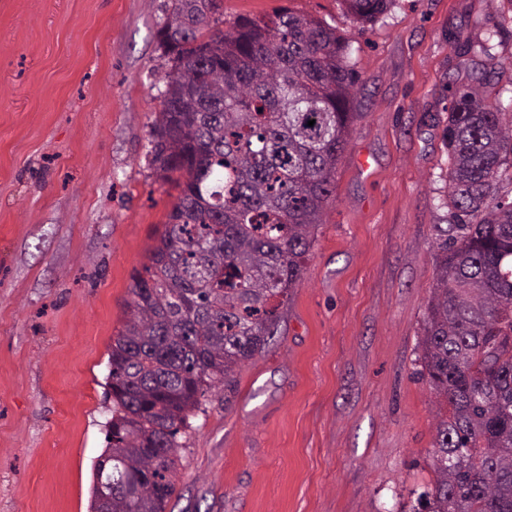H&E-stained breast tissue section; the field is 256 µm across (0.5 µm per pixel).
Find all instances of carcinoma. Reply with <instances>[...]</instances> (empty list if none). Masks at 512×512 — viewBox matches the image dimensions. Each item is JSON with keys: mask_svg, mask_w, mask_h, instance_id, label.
Here are the masks:
<instances>
[{"mask_svg": "<svg viewBox=\"0 0 512 512\" xmlns=\"http://www.w3.org/2000/svg\"><path fill=\"white\" fill-rule=\"evenodd\" d=\"M360 24L392 0H342ZM221 0H173L160 35L173 69L153 122L157 175L179 189L130 317L112 340L107 512H166L187 419L277 332L324 223L359 74L336 29L283 10L229 29ZM496 26L455 45L444 131L450 224L418 358L439 405L426 512H512V113L494 92ZM313 120L315 124L307 125Z\"/></svg>", "mask_w": 512, "mask_h": 512, "instance_id": "cac0c4a2", "label": "carcinoma"}]
</instances>
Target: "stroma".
Instances as JSON below:
<instances>
[{
    "mask_svg": "<svg viewBox=\"0 0 512 512\" xmlns=\"http://www.w3.org/2000/svg\"><path fill=\"white\" fill-rule=\"evenodd\" d=\"M171 0H0V512H91L108 354L176 201L151 124ZM336 28L361 76L324 224L278 330L190 419L170 512H418L437 406L416 375L447 226L450 34L495 0H224ZM393 0H342L346 11L360 24H367L384 14Z\"/></svg>",
    "mask_w": 512,
    "mask_h": 512,
    "instance_id": "obj_1",
    "label": "stroma"
}]
</instances>
